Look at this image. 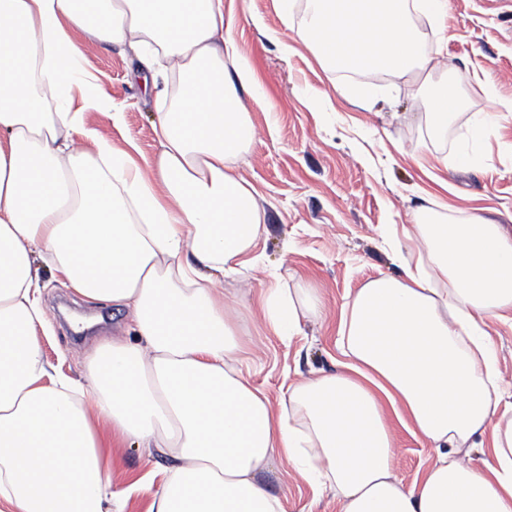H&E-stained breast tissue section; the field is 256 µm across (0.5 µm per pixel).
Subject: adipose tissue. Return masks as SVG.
<instances>
[{
	"mask_svg": "<svg viewBox=\"0 0 512 512\" xmlns=\"http://www.w3.org/2000/svg\"><path fill=\"white\" fill-rule=\"evenodd\" d=\"M333 72L435 71L413 25L448 0H277ZM82 40H75V33ZM132 55L163 101L156 152L115 147L87 121L114 110L86 48ZM253 72L224 0H0V512H124L114 451L169 459L148 512H284L269 476L288 463L340 512H512V392L494 322H512V232L479 213L403 225L398 273L342 308L330 374L271 405L243 370L241 303L223 287L265 224L240 172L255 142ZM430 130L457 108L447 83L422 98ZM90 303L125 310L137 341L100 343L80 378L47 361L53 321L38 265ZM250 313L294 338L324 318L320 289L260 282ZM431 448L404 485L391 418ZM492 438L475 460L478 438Z\"/></svg>",
	"mask_w": 512,
	"mask_h": 512,
	"instance_id": "ef3b65f1",
	"label": "adipose tissue"
}]
</instances>
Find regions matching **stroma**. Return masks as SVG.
<instances>
[{
	"label": "stroma",
	"instance_id": "35a3bbf8",
	"mask_svg": "<svg viewBox=\"0 0 512 512\" xmlns=\"http://www.w3.org/2000/svg\"><path fill=\"white\" fill-rule=\"evenodd\" d=\"M224 14L255 78L244 102L256 140L241 173L260 191L266 213L254 249L258 267L224 285L254 288L274 272L293 288L315 284L328 309L326 321H306L302 335L289 341L244 316L241 326L253 348L246 368L275 404L299 376L335 372L342 305L368 279L398 271L387 243L391 225L410 223L413 209L433 202L446 204L452 222L479 210L512 225V0H448L441 31L429 18L415 17L424 52L440 59L438 73L458 101L439 134L424 123L416 83L372 71L325 72L297 39L296 23H283L276 0H224ZM87 58L104 95L124 116L117 127L93 112L90 124L114 144L131 139L151 155L163 103L143 96L118 50L93 47ZM369 86L383 87V95L363 108L350 102L351 89ZM473 100L491 111L494 132L480 146L481 160L446 167L445 158L468 138ZM96 340L64 330L43 338L42 347L51 363L76 377ZM393 431L396 472L408 485L422 472L429 447L401 423ZM269 482L285 512H339L336 500L316 496L288 467L277 468Z\"/></svg>",
	"mask_w": 512,
	"mask_h": 512
}]
</instances>
